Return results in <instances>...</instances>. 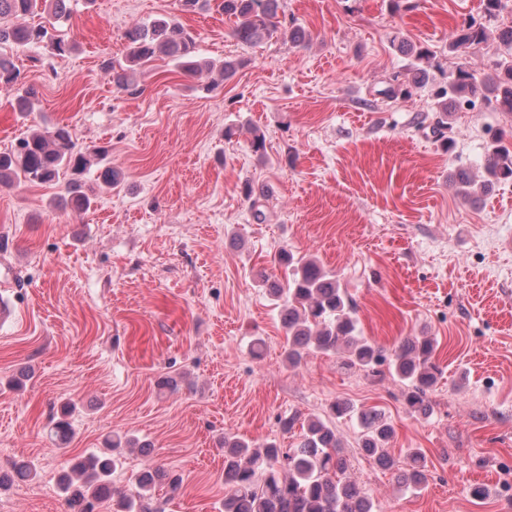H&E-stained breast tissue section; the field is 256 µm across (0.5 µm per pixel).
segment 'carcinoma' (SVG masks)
<instances>
[{
    "mask_svg": "<svg viewBox=\"0 0 512 512\" xmlns=\"http://www.w3.org/2000/svg\"><path fill=\"white\" fill-rule=\"evenodd\" d=\"M215 6L233 20L232 35L242 45L252 46L265 37L283 32L279 0H180L181 10L195 13ZM43 13L47 20L36 25L28 22ZM67 0H0V85L16 87L17 111H32L35 92L23 87V74L13 59V50L27 45L44 46L54 56L74 49L57 24L68 20ZM490 30L482 22L470 19L455 31L449 52L462 56L486 43ZM126 55L121 60L104 62L112 84L120 91L135 86V78L150 63L161 57L173 63L187 77L204 71L217 72L220 78L234 74L246 64L242 58L209 60L199 55L198 38L180 21L158 18L125 31ZM500 50L489 63L487 75L478 79L459 63L448 74L445 85L437 88L439 118L432 127L435 136L448 128V114L462 106L484 101L502 112L512 113V24L499 28ZM428 80V69L414 67L411 78L391 85L385 96L393 98L410 93ZM108 151L78 149L73 129L56 125L31 131L19 139L16 147L0 152V184L23 179L33 184H50L67 174L64 206L75 213L89 210L95 195L86 188L85 176L97 167V180L105 187L118 185L122 173L104 164ZM482 179L475 183L465 172L457 176L459 193L470 198L486 193L496 184L512 181V140L498 133L480 160ZM277 261L288 270L286 283L270 284L269 293L278 302L282 327L286 332L285 358L297 366L311 352L336 354L343 365L362 369L374 376L387 366L390 374L406 388V404L414 413L426 412L429 395L438 382L439 370L433 361L434 342L428 337L406 336L390 349L369 342L359 335L352 300L336 275L313 259L298 257L282 249ZM74 405L67 403L52 420L50 438L64 444L74 436L70 418ZM330 413L339 418L354 416L363 429L362 448L375 463L397 471V480L412 489L426 481L423 454L417 448L407 451L399 465L388 451L393 427L375 409H358L338 399ZM301 424L303 433L294 448L284 450L276 443L251 445L224 436V484L230 494L224 498V512H373V502L347 474V461L336 429L319 418L303 422L295 415L280 420L284 432ZM135 440L117 436L106 447L95 449L68 462L58 476V485L72 512H96L102 501L112 500L113 512H162L154 501L158 481L166 480L170 493L182 488V478L148 461L135 473L129 487L112 486V473L122 463L124 449Z\"/></svg>",
    "mask_w": 512,
    "mask_h": 512,
    "instance_id": "cac0c4a2",
    "label": "carcinoma"
}]
</instances>
